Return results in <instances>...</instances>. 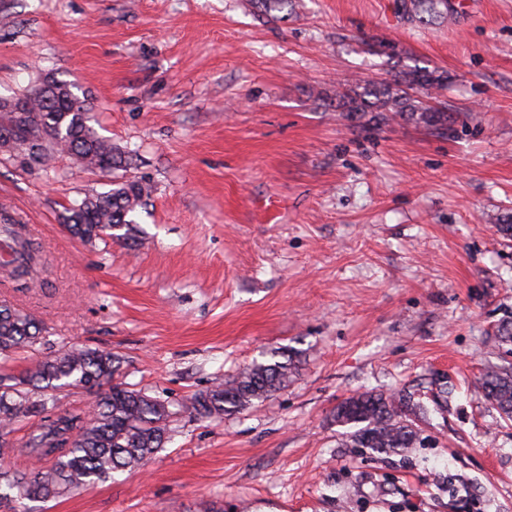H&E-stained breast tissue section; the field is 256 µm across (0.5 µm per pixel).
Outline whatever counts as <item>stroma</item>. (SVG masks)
<instances>
[{"label": "stroma", "instance_id": "35a3bbf8", "mask_svg": "<svg viewBox=\"0 0 512 512\" xmlns=\"http://www.w3.org/2000/svg\"><path fill=\"white\" fill-rule=\"evenodd\" d=\"M443 23L394 0H0V96L76 84L96 129L154 190L142 243H83L68 207L103 178L0 156V209L40 243L36 288L0 268V304L45 343L121 355L122 379L174 402L285 348L287 388L221 421L174 418L143 468L14 512H512V422L484 398L512 361V0H455ZM422 67L448 78L437 134L343 118L337 87ZM413 394L410 454L341 446L337 405Z\"/></svg>", "mask_w": 512, "mask_h": 512}]
</instances>
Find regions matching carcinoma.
Wrapping results in <instances>:
<instances>
[{"label": "carcinoma", "mask_w": 512, "mask_h": 512, "mask_svg": "<svg viewBox=\"0 0 512 512\" xmlns=\"http://www.w3.org/2000/svg\"><path fill=\"white\" fill-rule=\"evenodd\" d=\"M395 9L410 21L429 23L453 16L449 0H395ZM448 77L415 68L390 82L367 81L336 91L337 107L347 119L368 118L378 126L396 118L412 120L444 133L454 122L450 112L419 100L410 91H442ZM0 126L12 125L16 147L9 158L27 170L44 167L57 155L76 158L86 169L107 179L109 189L86 196L68 209L73 237L86 242L109 238L128 246L140 241L135 214L153 191L150 179L127 178L121 172L130 157L92 125L93 106L74 86L46 76L16 101L25 102L36 120L1 104ZM13 218L0 213V235L9 239L12 263L33 275L40 262V246L25 241ZM43 327L32 315L0 304V361L19 349L43 342ZM122 357L110 351L66 347L18 375L0 382V455H24L31 465L22 470L0 471V504L12 493L30 502L56 500L103 482L117 472L145 466L164 447L170 423L181 413L222 420L288 387L297 365L295 356L274 351L271 359L255 362L232 379L193 395L173 408L158 396L136 389L119 379ZM80 388L96 394L90 414L57 410V393ZM484 397L512 419V363L492 364L482 378ZM423 407L396 394L363 392L336 408V424L345 445L369 448L380 454L408 453L421 445L413 417ZM37 417L39 424L25 445L14 446L10 435L23 418Z\"/></svg>", "instance_id": "cac0c4a2"}]
</instances>
